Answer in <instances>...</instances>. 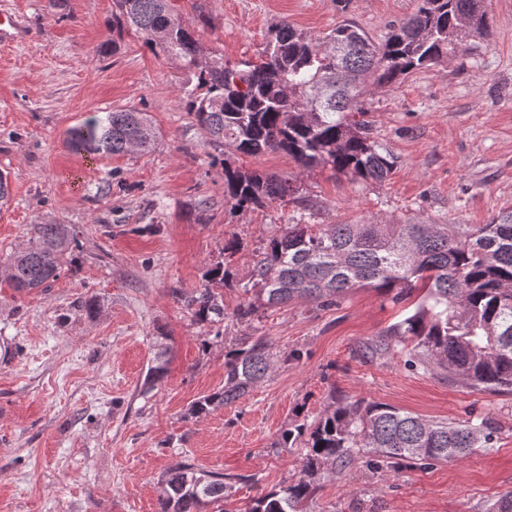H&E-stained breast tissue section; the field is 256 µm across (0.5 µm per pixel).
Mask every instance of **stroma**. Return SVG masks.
<instances>
[{
	"label": "stroma",
	"instance_id": "35a3bbf8",
	"mask_svg": "<svg viewBox=\"0 0 512 512\" xmlns=\"http://www.w3.org/2000/svg\"><path fill=\"white\" fill-rule=\"evenodd\" d=\"M205 48L229 63L257 58L288 21L322 35L356 23L377 43L416 0H173ZM113 0H0L24 39L0 44V270L34 224L73 240L50 287L14 292L0 279V512H157L159 482L178 457L231 479L248 512L260 494L298 480V449L282 434L311 424L332 397L383 403L431 421L488 417L492 448L430 468L365 467L320 477L309 512H485L512 492V394L488 393L405 367L365 347L412 312L376 289L338 305L298 300L235 320L250 260L287 224H485L512 209V0H492L491 33L450 60L365 98L375 138L397 166L357 181L319 167L300 172L281 152L237 157L259 172L297 176L300 199L232 208L224 159L186 109L196 71L158 56L134 34L113 36ZM116 50L102 51L108 41ZM147 113L161 138L147 154L76 155L69 129L97 112ZM240 245L232 260L224 244ZM228 261V313L197 323L186 296ZM97 300L98 314L86 305ZM260 336L278 362L238 401L195 418L192 405L224 385L239 336ZM166 372L144 379L157 355Z\"/></svg>",
	"mask_w": 512,
	"mask_h": 512
}]
</instances>
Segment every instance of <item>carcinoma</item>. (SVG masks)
Here are the masks:
<instances>
[{
  "instance_id": "cac0c4a2",
  "label": "carcinoma",
  "mask_w": 512,
  "mask_h": 512,
  "mask_svg": "<svg viewBox=\"0 0 512 512\" xmlns=\"http://www.w3.org/2000/svg\"><path fill=\"white\" fill-rule=\"evenodd\" d=\"M489 0H418L374 43L346 22L316 37L281 22L269 32L259 61L200 69L198 84L185 88L188 112L215 141L242 155L287 154L300 168L316 166L358 181H383L394 155L375 140L365 114V78L379 87L399 83L415 70L457 54L467 42L458 27L468 19L480 33L491 26ZM112 25L131 31L155 53L176 56L190 67L204 55L196 33L183 26L171 0H115ZM344 44L338 60L331 46ZM341 69L330 99L317 107L326 75ZM160 132L145 112L119 109L89 117L68 135L75 154L148 153ZM297 177L244 170L224 160V198L239 209L287 198L296 201ZM71 238L60 224H32L24 249L12 257L7 283L17 293L46 288L65 262ZM230 281L217 263L208 281L184 299L193 318L215 326L226 317L218 289ZM373 286L404 302L422 288L414 311L388 327L368 351L400 354L410 370L435 372L490 393H512V210L487 224H288L254 255L250 276L238 283L248 300L235 320L304 300L328 307L350 290ZM277 358L261 338L243 336L224 362V388L195 402L199 417L237 401L261 384ZM493 427L484 417L455 422L421 419L397 407L339 401L311 426H296L281 445L301 449V476L254 500L249 512H305L314 478L340 473L363 458L373 469L427 466L462 460L488 448ZM224 474H200L180 459L161 479L157 512H240L226 493Z\"/></svg>"
}]
</instances>
